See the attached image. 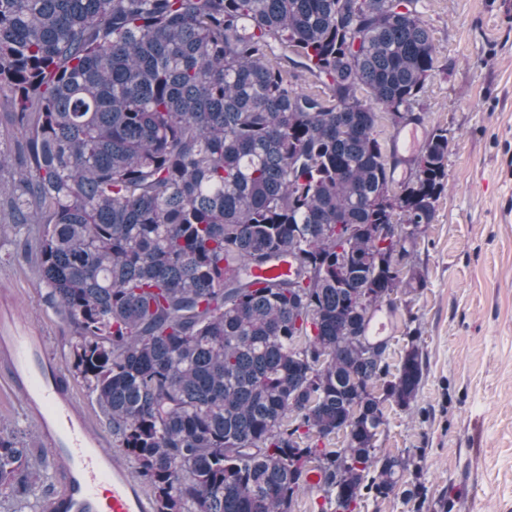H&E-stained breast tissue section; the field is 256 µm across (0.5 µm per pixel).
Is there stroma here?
Returning <instances> with one entry per match:
<instances>
[{
	"mask_svg": "<svg viewBox=\"0 0 512 512\" xmlns=\"http://www.w3.org/2000/svg\"><path fill=\"white\" fill-rule=\"evenodd\" d=\"M435 71L415 113L420 137L448 132V186L409 250L422 287L390 317L389 357L422 352L411 410L386 405L377 456L407 458L395 495L355 512H512V0H422ZM0 234V298L37 325L62 370L75 333L57 316L36 259ZM0 431L41 442L0 381Z\"/></svg>",
	"mask_w": 512,
	"mask_h": 512,
	"instance_id": "35a3bbf8",
	"label": "stroma"
}]
</instances>
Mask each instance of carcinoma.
Masks as SVG:
<instances>
[{
    "instance_id": "cac0c4a2",
    "label": "carcinoma",
    "mask_w": 512,
    "mask_h": 512,
    "mask_svg": "<svg viewBox=\"0 0 512 512\" xmlns=\"http://www.w3.org/2000/svg\"><path fill=\"white\" fill-rule=\"evenodd\" d=\"M0 0V94L32 169L0 184V228L42 225L39 274L73 326L95 395L156 512H292L308 459L343 435L331 482L347 512L394 494L407 461L375 457L382 402L416 400L422 354L363 350L399 245L343 224H430L448 131L431 133L399 210L376 200L412 160L381 115L411 112L434 71L420 0ZM328 87L301 93L276 50ZM319 275L301 284L294 260ZM286 259L290 273L252 274ZM321 364L313 378L302 349ZM32 449L0 434V492L36 507Z\"/></svg>"
}]
</instances>
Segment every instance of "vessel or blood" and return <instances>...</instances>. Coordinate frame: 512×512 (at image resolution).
I'll list each match as a JSON object with an SVG mask.
<instances>
[{
	"mask_svg": "<svg viewBox=\"0 0 512 512\" xmlns=\"http://www.w3.org/2000/svg\"><path fill=\"white\" fill-rule=\"evenodd\" d=\"M0 378L17 393L37 428L48 468L63 483L41 503L42 512H154L131 475L74 396L45 336L12 302H0Z\"/></svg>",
	"mask_w": 512,
	"mask_h": 512,
	"instance_id": "1",
	"label": "vessel or blood"
}]
</instances>
